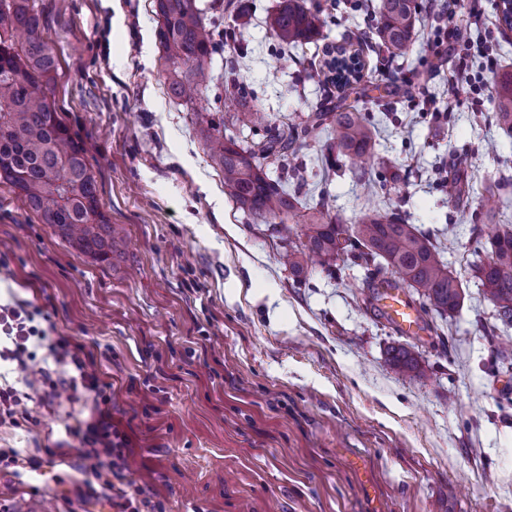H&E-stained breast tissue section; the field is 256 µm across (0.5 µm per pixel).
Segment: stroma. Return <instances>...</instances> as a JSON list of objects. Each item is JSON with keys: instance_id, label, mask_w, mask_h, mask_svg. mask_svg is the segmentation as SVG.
<instances>
[{"instance_id": "stroma-1", "label": "stroma", "mask_w": 512, "mask_h": 512, "mask_svg": "<svg viewBox=\"0 0 512 512\" xmlns=\"http://www.w3.org/2000/svg\"><path fill=\"white\" fill-rule=\"evenodd\" d=\"M327 21L318 43L278 47L267 18L278 0H196L205 22L233 28L212 79L192 103L169 95L158 60L153 0H34L58 59L52 99L81 141L101 210L129 242L120 266L74 249L0 183V299L41 309L56 333L112 386V422L128 439L107 480L70 430L101 402L31 393L24 418H0V512H120L118 490L143 512H512V370L497 359L512 328L468 274L469 228L481 223L474 189L499 182L512 199V135L495 120L494 93L450 86L456 45L435 43L425 12L414 54L387 61L347 36V0H305ZM497 0H467L472 75L512 68ZM358 46L369 92L359 106L377 127L378 163L323 169L324 141L288 165L299 210L324 201L343 221L397 206L427 232L459 277V312L423 317L419 335L389 321L362 288L365 271L312 270L294 283L281 242L224 192L206 155L200 111L223 106L236 77L270 121L340 111L317 82L327 48ZM428 88L389 97V75ZM433 102L424 111V102ZM399 174V188L366 195L364 179ZM465 188L448 198L445 175ZM414 346L423 378L392 369V345Z\"/></svg>"}]
</instances>
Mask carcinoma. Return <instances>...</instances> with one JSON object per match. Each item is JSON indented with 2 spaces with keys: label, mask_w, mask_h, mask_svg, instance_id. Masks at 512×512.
Segmentation results:
<instances>
[{
  "label": "carcinoma",
  "mask_w": 512,
  "mask_h": 512,
  "mask_svg": "<svg viewBox=\"0 0 512 512\" xmlns=\"http://www.w3.org/2000/svg\"><path fill=\"white\" fill-rule=\"evenodd\" d=\"M158 19L159 60L168 89L175 98L192 99L194 90L211 80L208 63L218 48V33L204 22L196 0H154ZM418 0H380V23L375 47L391 58L407 59L414 50L413 35L420 18ZM326 22L304 0H280L268 21L272 38L297 46L315 43ZM57 59L42 38L40 17L31 0H0V182L21 195L41 223L70 240L81 253L108 264L120 246L123 229L112 225L100 209L97 183L84 146L74 139L48 98L55 80ZM332 84L348 88L361 80V68L344 76L336 58L321 71ZM504 71L495 78L496 119L512 134V80ZM225 98L248 104L245 86L234 79L224 87ZM252 111L232 115L238 124L262 136L249 142L224 136V114L215 113L201 129L211 166L224 178V192L253 219L273 225L288 241L282 264L297 281L308 275L304 256L330 271L342 261L366 270L364 285L375 292L387 283L421 297L425 315L445 316L458 310L464 290L443 254L430 237L407 223L396 207L369 210L352 224L330 208L317 204L298 217L296 192L288 190V176L272 178L263 165H284L309 140L326 138L327 167L336 161L363 163L377 157L374 124L353 105L341 112H311L295 124L269 122L256 103ZM484 219L495 222L500 184L486 181L479 189ZM473 254L469 274L484 298L496 307L502 326H512V224H500L485 236L484 226L471 228ZM388 364L408 377H422L412 346L401 344L387 352Z\"/></svg>",
  "instance_id": "1"
}]
</instances>
